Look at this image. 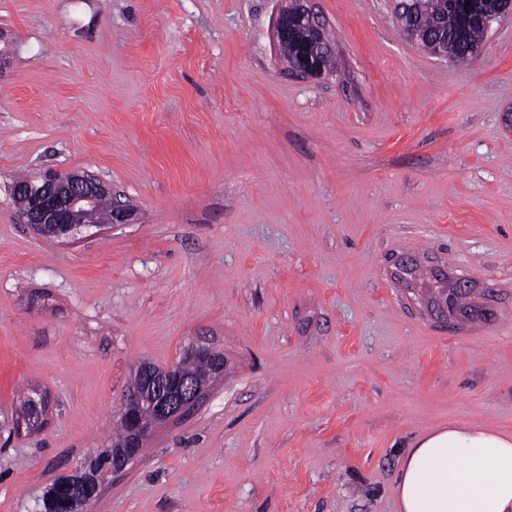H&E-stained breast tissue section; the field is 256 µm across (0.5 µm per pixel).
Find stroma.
I'll list each match as a JSON object with an SVG mask.
<instances>
[{"label": "stroma", "instance_id": "stroma-1", "mask_svg": "<svg viewBox=\"0 0 512 512\" xmlns=\"http://www.w3.org/2000/svg\"><path fill=\"white\" fill-rule=\"evenodd\" d=\"M275 0H0V512L111 446L141 361L230 369L88 512H398L415 439L512 435V16L460 65L387 0H317L338 71L291 75ZM99 176L137 223L69 242L10 184ZM493 289L436 322L401 257ZM42 425L12 432L24 393Z\"/></svg>", "mask_w": 512, "mask_h": 512}]
</instances>
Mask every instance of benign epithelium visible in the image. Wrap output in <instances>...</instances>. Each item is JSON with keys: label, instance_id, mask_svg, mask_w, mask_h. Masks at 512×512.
I'll list each match as a JSON object with an SVG mask.
<instances>
[{"label": "benign epithelium", "instance_id": "benign-epithelium-1", "mask_svg": "<svg viewBox=\"0 0 512 512\" xmlns=\"http://www.w3.org/2000/svg\"><path fill=\"white\" fill-rule=\"evenodd\" d=\"M508 14H512V0H496L485 24L489 25ZM291 18L310 26L317 33L327 28V21L316 11L314 0H276L274 39H279L288 30ZM290 70L303 79L315 80L325 76V72L311 60L303 65H292ZM11 196L23 197V204L18 208L20 223L58 241L73 238L82 227L96 226L95 214L103 207L110 211L112 226L133 224L137 220L135 208L118 200L111 185L85 172H45L23 185L12 186ZM459 291L472 293L473 285L461 279L448 282V297L427 306L428 311L439 318L453 315L451 299ZM193 355L210 361L212 371L209 380L202 382L185 377L174 365L163 371H156L146 363L137 367L134 382L124 393L119 412L118 422L125 429V439L99 453L88 465L75 472L78 488L93 480L94 492H100L108 477L124 470L140 457L141 448L159 425L183 414L199 402L213 382L224 378L227 361L223 353L202 346L195 348ZM145 405L153 408V416L148 421L140 417V409Z\"/></svg>", "mask_w": 512, "mask_h": 512}]
</instances>
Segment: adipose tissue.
I'll return each mask as SVG.
<instances>
[{
  "label": "adipose tissue",
  "instance_id": "1",
  "mask_svg": "<svg viewBox=\"0 0 512 512\" xmlns=\"http://www.w3.org/2000/svg\"><path fill=\"white\" fill-rule=\"evenodd\" d=\"M401 512H512V435L456 424L407 448Z\"/></svg>",
  "mask_w": 512,
  "mask_h": 512
}]
</instances>
